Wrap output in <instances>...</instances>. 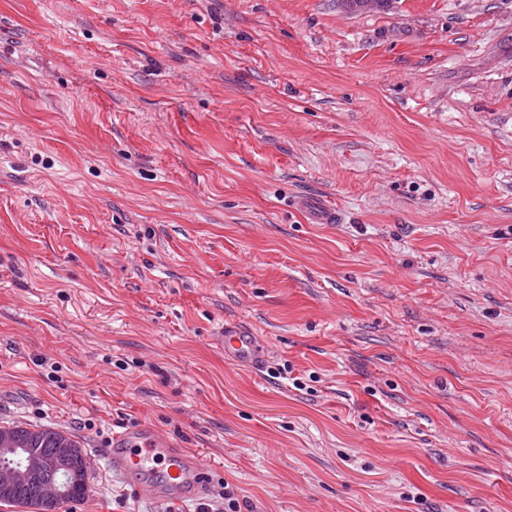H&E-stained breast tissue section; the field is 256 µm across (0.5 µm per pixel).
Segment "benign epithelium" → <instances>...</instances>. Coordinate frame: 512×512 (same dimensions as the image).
<instances>
[{"instance_id":"1","label":"benign epithelium","mask_w":512,"mask_h":512,"mask_svg":"<svg viewBox=\"0 0 512 512\" xmlns=\"http://www.w3.org/2000/svg\"><path fill=\"white\" fill-rule=\"evenodd\" d=\"M47 468L54 470L57 478L42 484L37 512H56L58 505L67 496L68 481L71 476V468L65 457L46 462L34 452L24 454L20 465L0 469V494L4 495V499H9L16 486L33 480Z\"/></svg>"}]
</instances>
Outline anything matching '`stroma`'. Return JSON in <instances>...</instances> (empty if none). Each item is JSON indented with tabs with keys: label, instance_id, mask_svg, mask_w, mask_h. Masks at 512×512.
I'll return each mask as SVG.
<instances>
[{
	"label": "stroma",
	"instance_id": "stroma-1",
	"mask_svg": "<svg viewBox=\"0 0 512 512\" xmlns=\"http://www.w3.org/2000/svg\"><path fill=\"white\" fill-rule=\"evenodd\" d=\"M138 422L181 512H512V0H0V427L167 512ZM293 206L297 211L306 214L310 224H337L341 218L338 210L326 206L317 198L296 197ZM224 347V357L233 363L259 368L265 359V351L257 336L231 325H224L223 336H218ZM105 457L112 470L133 479L138 492L159 501L196 500L209 485L210 474L198 457L172 448L144 423L113 432Z\"/></svg>",
	"mask_w": 512,
	"mask_h": 512
}]
</instances>
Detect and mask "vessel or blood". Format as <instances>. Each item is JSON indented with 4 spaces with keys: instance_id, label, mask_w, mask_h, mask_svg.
<instances>
[{
    "instance_id": "1",
    "label": "vessel or blood",
    "mask_w": 512,
    "mask_h": 512,
    "mask_svg": "<svg viewBox=\"0 0 512 512\" xmlns=\"http://www.w3.org/2000/svg\"><path fill=\"white\" fill-rule=\"evenodd\" d=\"M293 206L313 224H335L340 220L338 210L313 197H297ZM219 342L230 362L256 369L265 359L258 338L238 327L225 326ZM105 456L114 470L133 479L137 491L159 501L195 500L209 485L210 475L199 458L172 447L169 440L144 423L113 433Z\"/></svg>"
}]
</instances>
